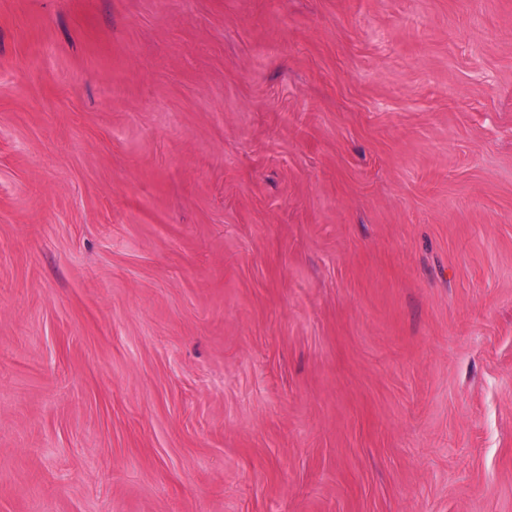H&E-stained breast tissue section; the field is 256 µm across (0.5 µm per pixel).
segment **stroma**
I'll list each match as a JSON object with an SVG mask.
<instances>
[{
    "instance_id": "35a3bbf8",
    "label": "stroma",
    "mask_w": 512,
    "mask_h": 512,
    "mask_svg": "<svg viewBox=\"0 0 512 512\" xmlns=\"http://www.w3.org/2000/svg\"><path fill=\"white\" fill-rule=\"evenodd\" d=\"M0 512H512V0H0Z\"/></svg>"
}]
</instances>
